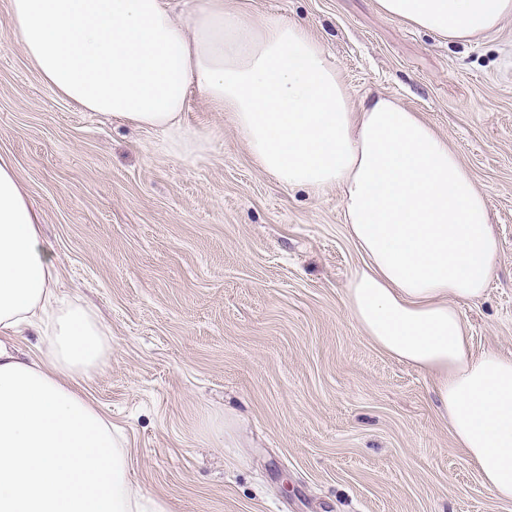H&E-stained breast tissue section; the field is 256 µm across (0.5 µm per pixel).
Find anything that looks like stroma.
<instances>
[{
    "mask_svg": "<svg viewBox=\"0 0 512 512\" xmlns=\"http://www.w3.org/2000/svg\"><path fill=\"white\" fill-rule=\"evenodd\" d=\"M305 23L353 102L419 112L485 194L499 257L462 306L474 353L512 358V16L469 44L377 0H229ZM0 0V156L63 294L112 333L85 394L121 427L130 477L172 512H512L467 464L429 375L376 347L344 287L363 256L340 192L279 185L231 119L191 94L194 157L84 112L35 74Z\"/></svg>",
    "mask_w": 512,
    "mask_h": 512,
    "instance_id": "35a3bbf8",
    "label": "stroma"
}]
</instances>
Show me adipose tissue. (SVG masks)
Returning <instances> with one entry per match:
<instances>
[{
  "label": "adipose tissue",
  "mask_w": 512,
  "mask_h": 512,
  "mask_svg": "<svg viewBox=\"0 0 512 512\" xmlns=\"http://www.w3.org/2000/svg\"><path fill=\"white\" fill-rule=\"evenodd\" d=\"M380 12L467 43L512 0H377ZM12 38L37 75L85 112L158 132L184 155L206 142L190 92L226 113L257 165L287 188L341 192L365 258L345 285L351 318L382 351L434 379L454 443L496 500L512 502V359L474 353L462 305L498 259L484 194L447 140L378 95L352 103L299 20H256L225 0H10ZM36 338L33 351L15 340ZM108 327L60 296L41 216L0 158V512H170L129 478L116 426L78 388L108 361Z\"/></svg>",
  "instance_id": "1"
}]
</instances>
